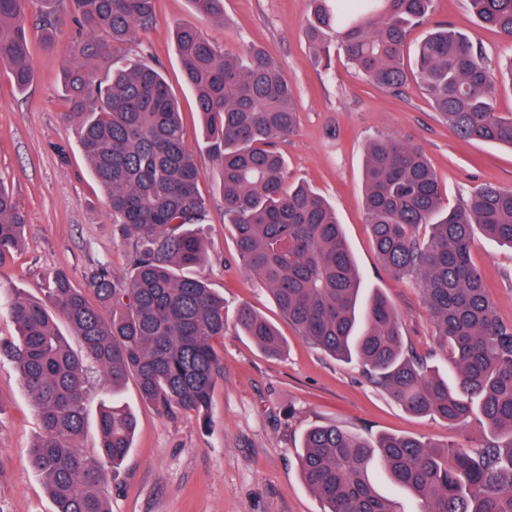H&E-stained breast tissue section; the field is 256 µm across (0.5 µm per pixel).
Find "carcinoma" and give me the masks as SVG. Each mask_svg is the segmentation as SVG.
<instances>
[{"label": "carcinoma", "mask_w": 512, "mask_h": 512, "mask_svg": "<svg viewBox=\"0 0 512 512\" xmlns=\"http://www.w3.org/2000/svg\"><path fill=\"white\" fill-rule=\"evenodd\" d=\"M60 0H0V66L18 91L33 85L28 41L40 16L44 45L58 40ZM75 35L63 73L65 119L105 189L112 223L136 236L127 276L106 269L86 288L54 272L45 300L12 289L0 305L17 328L0 341L30 394L42 434L27 450L54 512H111L99 488L132 448L136 420L114 403L98 414L99 453L78 446L95 365L116 390L135 381L160 414L179 410L209 424L217 383L224 296L192 274L208 257L201 226L209 205L204 176L183 136L178 103L162 71L119 53L154 21V0H70ZM220 19L223 0H190ZM433 0H307L306 36L318 61L337 44L367 81L396 90L408 82L404 46ZM480 24L512 44V0H468ZM185 85L204 128V148L221 166L224 222L239 263L271 294L298 336L334 358L362 365L408 412L449 424L476 416L490 439L443 452L411 436L368 440L336 425L307 429L299 464L323 512H397L368 478L379 466L417 500L418 512H512V323L501 321L471 257L475 233L512 247V190L486 184L455 209L442 207L421 149L394 136L365 149L363 205L374 249L393 276H412L427 301L454 384L411 358L389 300L360 304L361 277L336 211L305 184L288 183L278 143L297 125L290 85L259 48L222 51L195 27L175 32ZM120 66L97 81L86 61L107 52ZM416 75L439 116L463 141L512 147V113L496 111L498 79L469 37L437 26L418 47ZM26 215L0 185V265L24 245ZM425 232H420V229ZM62 319L81 349L72 348ZM236 326L276 355L282 338L243 306Z\"/></svg>", "instance_id": "carcinoma-1"}]
</instances>
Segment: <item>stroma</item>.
Masks as SVG:
<instances>
[{"label": "stroma", "mask_w": 512, "mask_h": 512, "mask_svg": "<svg viewBox=\"0 0 512 512\" xmlns=\"http://www.w3.org/2000/svg\"><path fill=\"white\" fill-rule=\"evenodd\" d=\"M304 13L305 0H224V17L215 21L200 17L190 0H156L154 23L127 48L128 56L164 71L179 101L184 139L204 170L199 188L209 204L203 229L209 257L202 275L223 294L227 315L250 306L277 326L284 348L279 356L267 355L227 325L224 378L214 392L207 426L178 410L159 415L143 404L135 381L114 391L94 373L80 448L90 456L98 452L101 402L118 400L137 422L118 478L102 489L112 512H321L297 456L302 433L312 426L331 424L370 440L408 435L436 446L472 448L488 435L475 419L451 426L411 414L360 366L308 345L265 287L237 262L224 223L221 173L204 148L196 102L182 81L175 44L181 25L195 26L233 53L258 46L275 61L294 88L298 112L295 132L280 144L289 181L309 184L335 206L366 294L389 299L406 348L441 375L449 373L448 357L436 342L417 280L390 275L373 249L362 206L365 146L389 135L422 149L443 204L451 209L485 184L512 189L511 147L458 138L416 81L397 91L377 88L336 50L329 66L317 65L303 29ZM436 24L468 34L492 60L512 50L497 33L479 26L466 0H435L429 21L409 34L406 70H413L416 47ZM29 35L33 85L15 90L0 67V183L27 214L25 246L0 266V284L38 301L49 274L58 269L80 287L102 267L127 274L134 242L113 224L77 132L63 116L65 51L45 48L38 22L30 23ZM472 257L499 319L512 322V250L478 234ZM40 433L30 395L12 361L0 356V512H53L40 476L26 464V452Z\"/></svg>", "instance_id": "35a3bbf8"}]
</instances>
